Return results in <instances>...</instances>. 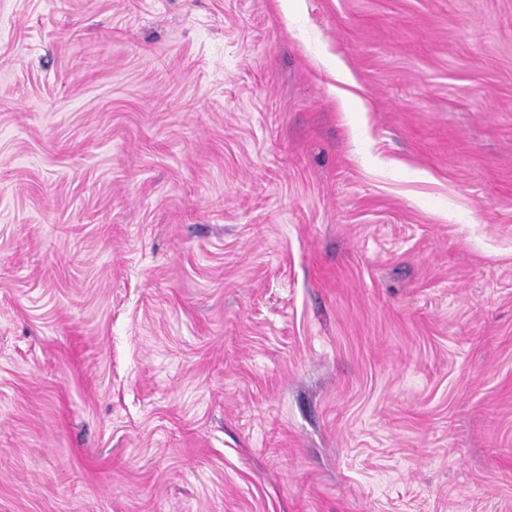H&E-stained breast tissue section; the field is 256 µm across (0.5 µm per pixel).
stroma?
Here are the masks:
<instances>
[{"mask_svg":"<svg viewBox=\"0 0 512 512\" xmlns=\"http://www.w3.org/2000/svg\"><path fill=\"white\" fill-rule=\"evenodd\" d=\"M0 512H512V0H0Z\"/></svg>","mask_w":512,"mask_h":512,"instance_id":"obj_1","label":"stroma"}]
</instances>
